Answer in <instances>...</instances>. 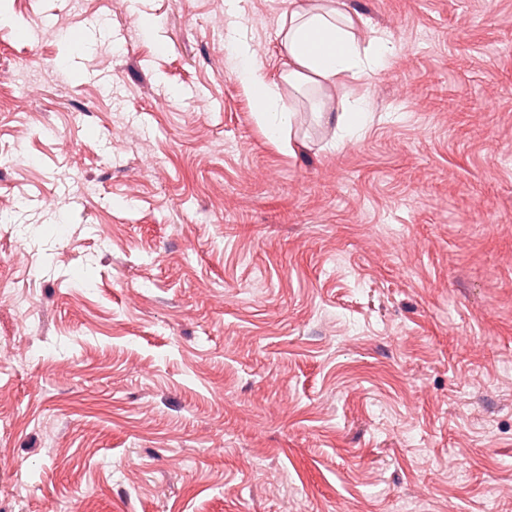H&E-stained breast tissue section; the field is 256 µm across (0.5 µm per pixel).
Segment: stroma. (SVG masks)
<instances>
[{
	"mask_svg": "<svg viewBox=\"0 0 512 512\" xmlns=\"http://www.w3.org/2000/svg\"><path fill=\"white\" fill-rule=\"evenodd\" d=\"M344 3L298 90L289 0H6L0 512H512V0ZM328 2L308 5L291 0L288 16L282 20L284 78L293 87L359 80L368 69L388 63L391 47L386 35L373 37L371 47L362 48L356 34L364 23L362 17L342 11L335 0ZM228 39L237 58L236 77L251 90L254 110L258 116L264 119L269 112H286L280 105L279 93L267 81L263 68L253 57L250 47L241 40L240 27L235 22L230 23ZM347 112L349 115L343 112L338 117L337 125L343 127L346 134H354L360 127L361 118L368 112V103L363 97L356 98L348 103Z\"/></svg>",
	"mask_w": 512,
	"mask_h": 512,
	"instance_id": "35a3bbf8",
	"label": "stroma"
}]
</instances>
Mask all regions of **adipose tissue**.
Returning <instances> with one entry per match:
<instances>
[{
  "label": "adipose tissue",
  "mask_w": 512,
  "mask_h": 512,
  "mask_svg": "<svg viewBox=\"0 0 512 512\" xmlns=\"http://www.w3.org/2000/svg\"><path fill=\"white\" fill-rule=\"evenodd\" d=\"M290 5L281 23L283 65L289 85L358 80L367 71L387 65L391 47L386 36H375L370 47H361L357 38L361 16L333 4L308 5L304 0H290ZM228 39L237 58L236 77L251 90L255 112L264 118L280 111V95L242 41L238 24L230 25Z\"/></svg>",
  "instance_id": "obj_1"
}]
</instances>
